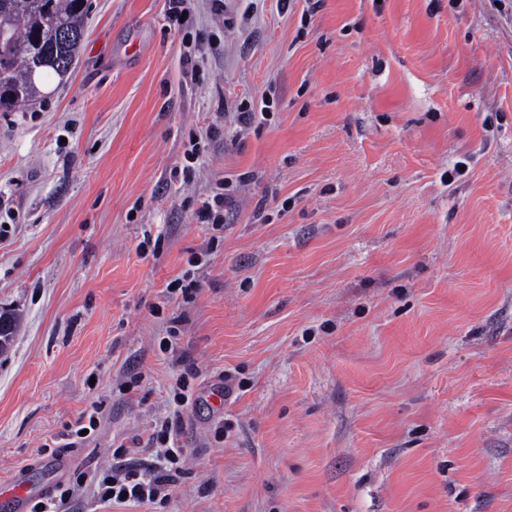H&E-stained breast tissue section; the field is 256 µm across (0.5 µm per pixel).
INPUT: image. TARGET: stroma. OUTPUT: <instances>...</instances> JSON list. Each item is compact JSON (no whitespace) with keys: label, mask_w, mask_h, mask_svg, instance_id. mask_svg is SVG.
Returning <instances> with one entry per match:
<instances>
[{"label":"stroma","mask_w":512,"mask_h":512,"mask_svg":"<svg viewBox=\"0 0 512 512\" xmlns=\"http://www.w3.org/2000/svg\"><path fill=\"white\" fill-rule=\"evenodd\" d=\"M245 7L197 0L182 32L166 0H89L71 71L0 112V479L53 489L145 443L176 317L198 376L163 512H512V0ZM262 93L268 122L173 182L190 133ZM225 176L201 292L168 302ZM228 185L229 182L225 181L224 178L223 181L217 184L216 189L211 194L200 200V204L196 208L194 217L197 224H204L206 231L211 236L201 253L195 256V259L191 262L193 267L203 264L202 256L207 257L209 255L210 243L218 238L216 233H224V224L230 223L229 206L231 205L233 195L226 192L230 191ZM100 407H98L97 404H93V411L80 416L75 425L70 430V433L67 434V440H73L71 442L66 443V447L69 448H75L77 445H81L85 442H87L91 436V431H95V428L97 426V417L94 416V414L100 413ZM88 419V423H85V420ZM83 430H87V433L82 434Z\"/></svg>","instance_id":"35a3bbf8"}]
</instances>
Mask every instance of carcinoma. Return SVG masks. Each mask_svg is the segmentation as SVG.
I'll use <instances>...</instances> for the list:
<instances>
[{
	"mask_svg": "<svg viewBox=\"0 0 512 512\" xmlns=\"http://www.w3.org/2000/svg\"><path fill=\"white\" fill-rule=\"evenodd\" d=\"M85 0H6L0 5V111L9 112L41 96L38 80L72 67L84 34ZM68 30L73 40L58 44ZM15 320L0 315V351L12 339Z\"/></svg>",
	"mask_w": 512,
	"mask_h": 512,
	"instance_id": "obj_1",
	"label": "carcinoma"
}]
</instances>
